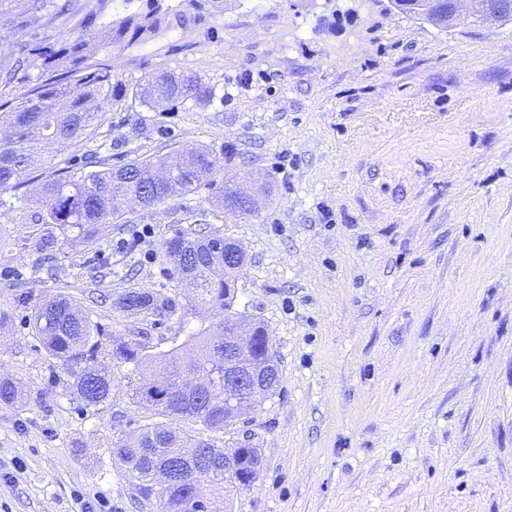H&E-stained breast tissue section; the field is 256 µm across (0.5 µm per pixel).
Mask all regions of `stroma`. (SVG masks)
I'll use <instances>...</instances> for the list:
<instances>
[{
	"label": "stroma",
	"instance_id": "35a3bbf8",
	"mask_svg": "<svg viewBox=\"0 0 512 512\" xmlns=\"http://www.w3.org/2000/svg\"><path fill=\"white\" fill-rule=\"evenodd\" d=\"M64 2L21 16L0 0V65L20 36L72 40ZM208 9L92 57L130 84L200 73L218 100L107 113L88 148L151 151L161 138L142 130L161 127L224 157L217 181L269 178V197L236 219L203 189L100 225L105 268L71 229L33 223L25 191L0 194V379L22 390L0 404V512H160L112 452L156 414L130 403L106 355L112 397L78 410L31 306L68 295L161 355L218 320L171 279L166 243L214 231L246 252L236 307L265 327L280 375L245 422L203 435L262 454L250 487H226L228 512H512V24L440 31L390 0ZM122 268L169 289L180 315L158 326L113 308Z\"/></svg>",
	"mask_w": 512,
	"mask_h": 512
}]
</instances>
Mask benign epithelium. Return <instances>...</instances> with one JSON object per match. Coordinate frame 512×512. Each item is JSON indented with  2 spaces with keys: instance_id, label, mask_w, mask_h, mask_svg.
I'll return each mask as SVG.
<instances>
[{
  "instance_id": "obj_1",
  "label": "benign epithelium",
  "mask_w": 512,
  "mask_h": 512,
  "mask_svg": "<svg viewBox=\"0 0 512 512\" xmlns=\"http://www.w3.org/2000/svg\"><path fill=\"white\" fill-rule=\"evenodd\" d=\"M472 0H448V23L454 24L461 13H471ZM485 19L496 23L505 15H512V0H486L483 5ZM255 327L236 322L230 324V330L224 332V411L255 406L266 395L268 386L275 382L277 375L275 359L269 354L265 358L254 356ZM241 448L224 453V476L231 478L238 489L250 486L257 479L261 459L257 458L249 465L252 474L243 478L235 473L234 462L240 459Z\"/></svg>"
}]
</instances>
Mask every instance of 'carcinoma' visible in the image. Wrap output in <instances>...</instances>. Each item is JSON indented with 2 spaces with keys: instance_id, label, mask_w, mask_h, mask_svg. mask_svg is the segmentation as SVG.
<instances>
[{
  "instance_id": "carcinoma-1",
  "label": "carcinoma",
  "mask_w": 512,
  "mask_h": 512,
  "mask_svg": "<svg viewBox=\"0 0 512 512\" xmlns=\"http://www.w3.org/2000/svg\"><path fill=\"white\" fill-rule=\"evenodd\" d=\"M196 12L188 14L163 7L161 0H95L79 23L81 34L56 46L20 40L14 64L0 71V82L10 85L20 79H35L22 102L0 101V192L36 187L40 224H66L77 230V238L93 257L105 261L94 240L100 224H120L124 214L113 206L124 200L127 210L160 205L166 200L194 194L201 189L214 193L224 212L237 219L253 214L236 206L247 196L246 188L217 183L218 159L202 147H163L141 153L129 150L120 165L112 156L75 153L46 172L38 166L44 157L56 156L57 147L79 148L90 140L100 117L107 112L172 110L188 104L206 107L216 90L197 73H152L134 85L124 83L106 63L90 61L92 36L100 29L108 42L126 48L154 40L172 28H185L203 20L202 0H191ZM402 13L437 28H448V0H392ZM170 277L189 282L194 300L223 318L215 329L204 328L157 357L132 340H113L104 334L87 312L66 295L56 296L34 307L32 327L51 355L63 362L71 377L70 388L84 407H96L112 396L114 378L96 366L99 354L111 353L116 366L132 371L152 363L160 365L159 376L149 382H127L130 400L163 420L146 426L133 441L116 440L113 453L137 482L139 493L162 504V512H223L224 473L208 477L187 474L182 482H160L167 456L178 455L195 445L196 435L221 432L235 424L236 417L224 413L220 391L209 365L216 358L214 330L224 333V320L241 318L235 311L236 283L241 267L224 264V236L215 234L188 240L176 234L167 242ZM127 314L152 313L170 318L179 303L161 289L148 291L134 284L113 301ZM191 374L201 380L198 398L181 393V380ZM19 400L16 384L0 381V403Z\"/></svg>"
}]
</instances>
